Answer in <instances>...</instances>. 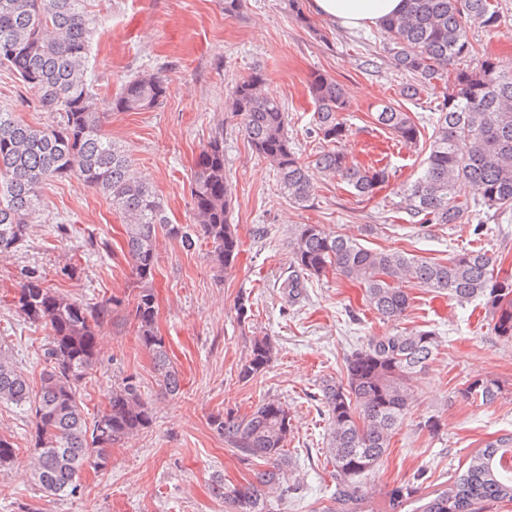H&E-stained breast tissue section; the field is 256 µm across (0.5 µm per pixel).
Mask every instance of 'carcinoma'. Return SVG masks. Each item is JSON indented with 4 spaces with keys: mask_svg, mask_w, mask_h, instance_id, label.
<instances>
[{
    "mask_svg": "<svg viewBox=\"0 0 512 512\" xmlns=\"http://www.w3.org/2000/svg\"><path fill=\"white\" fill-rule=\"evenodd\" d=\"M85 2L0 0V67L34 92L42 109L56 114L54 124L34 127L0 109V254L26 237L46 181L74 176L110 196L122 212L124 252L136 277L134 292L101 303L69 299L35 278L25 280L13 298L15 312L30 324L49 327L52 340L37 382L0 350V405L30 412L29 468L39 486L55 496L76 494L85 468L106 469L112 447L152 421V409L128 378L112 385L93 419L86 416L84 389L99 363L101 328L112 313L125 310L132 319L162 394L180 393L179 372L155 330L156 297L149 283L159 235L195 246L183 226L170 223L149 185L131 176L128 158L103 129L107 112H143L161 105L169 93L167 78L138 76L115 96L99 97L86 75L93 19ZM473 21L493 30L506 18L495 0H406L403 14L380 24L383 52L411 77L403 96L415 98L444 84L423 172L404 190L402 209L411 224H468L479 210L498 215L512 210V65L478 58L470 37ZM266 85L260 69L235 80L227 107L241 117L249 147L274 168L290 201L302 205L312 198L313 168L347 183L358 198L372 197L388 182L387 167L361 169L338 149L348 131L343 113L349 102L335 80L318 74L309 85L314 132L326 144L310 165L289 146L288 114ZM375 121L406 146L419 142L420 130L407 112L386 104ZM466 183L476 188L477 198H460ZM191 196L193 219L211 245L208 260L221 269L232 265L239 241L227 222L232 195L224 174L222 126L199 154ZM289 248L293 274L287 287L293 293L304 287L305 277L319 279L332 272L358 281L381 319L398 321L411 306L407 287L428 288L460 304L481 301L494 334L512 339V273L484 248L438 262L399 250L369 249L348 236H330L318 224L299 225ZM437 347L431 331L397 330L354 352L344 377L323 381L336 490L321 512H363L358 477L374 470L390 448L413 403L410 381L427 368ZM273 358V344L253 338L240 378L249 381L263 373ZM501 393L492 379H476L464 390L483 404L494 403ZM210 427L241 462L266 465L244 484H227L219 474L212 478V493L224 499L225 512H271L272 494L288 497L284 483L291 424L284 403L268 397L244 415L219 412L211 416ZM16 456L14 442L0 433V468ZM507 457L512 459V436L476 450L463 474L433 491L421 493L412 485L388 491L387 512H402L409 503L414 505L410 512H483L512 503V472L503 466Z\"/></svg>",
    "mask_w": 512,
    "mask_h": 512,
    "instance_id": "cac0c4a2",
    "label": "carcinoma"
}]
</instances>
